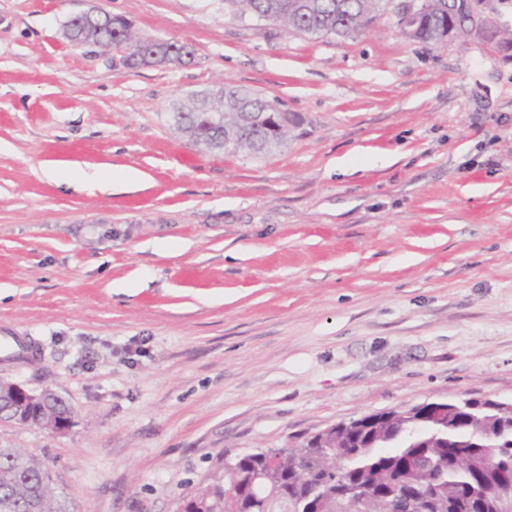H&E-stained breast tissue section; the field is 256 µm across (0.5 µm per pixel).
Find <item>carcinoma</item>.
I'll use <instances>...</instances> for the list:
<instances>
[{"label": "carcinoma", "instance_id": "obj_1", "mask_svg": "<svg viewBox=\"0 0 512 512\" xmlns=\"http://www.w3.org/2000/svg\"><path fill=\"white\" fill-rule=\"evenodd\" d=\"M448 0H433L424 37L433 38ZM381 0H224V12L271 14L276 24L310 37L353 39L369 28ZM116 15H102L80 31L74 47L96 45L122 54L121 67L177 66L193 61L186 44L165 41L152 50ZM276 99L219 85L173 105L174 130L209 152L265 157L295 136L284 130L277 147L247 123L253 112L279 109ZM482 409L448 413V426L422 425L420 414H367L324 440L301 437L273 458L247 453L195 489L189 512H502L512 501V418ZM65 403H50L33 425L72 421ZM231 502L224 505V492ZM0 512H66L42 463L20 448H0Z\"/></svg>", "mask_w": 512, "mask_h": 512}]
</instances>
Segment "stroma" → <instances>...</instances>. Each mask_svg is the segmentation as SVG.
Here are the masks:
<instances>
[{
  "label": "stroma",
  "mask_w": 512,
  "mask_h": 512,
  "mask_svg": "<svg viewBox=\"0 0 512 512\" xmlns=\"http://www.w3.org/2000/svg\"><path fill=\"white\" fill-rule=\"evenodd\" d=\"M97 4L194 64L71 48ZM214 84L309 124L212 156L171 102ZM111 166L103 192L44 174ZM0 380L52 388L58 433L0 421L68 512H173L227 458L382 411L512 397V59L313 39L224 0H0ZM101 176H102V178L97 183V187H99L102 190L110 189L112 187V183L114 185V181H115L116 186L130 187V186L137 185L142 180V174L137 170H127L123 173L122 176L116 177L115 180H114L113 176L108 177L107 175L100 173L98 171L91 173L87 177L99 178Z\"/></svg>",
  "instance_id": "1"
}]
</instances>
